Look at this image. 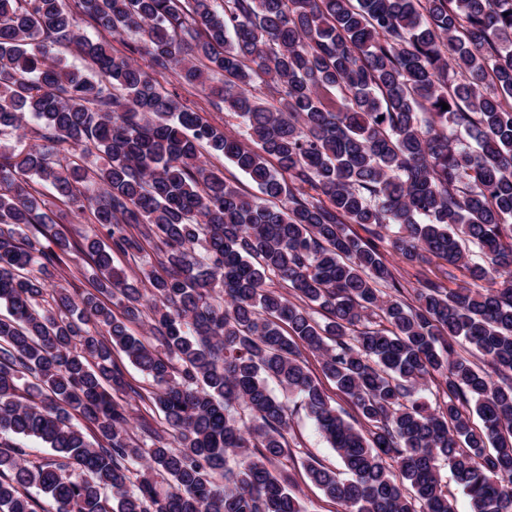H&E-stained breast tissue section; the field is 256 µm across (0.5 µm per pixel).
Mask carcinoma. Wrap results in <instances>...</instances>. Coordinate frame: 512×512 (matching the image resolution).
I'll return each instance as SVG.
<instances>
[{
	"label": "carcinoma",
	"instance_id": "carcinoma-1",
	"mask_svg": "<svg viewBox=\"0 0 512 512\" xmlns=\"http://www.w3.org/2000/svg\"><path fill=\"white\" fill-rule=\"evenodd\" d=\"M170 72L258 149L166 92ZM30 122L37 143L0 154V512H39L41 494L54 512H306L277 469L273 384L340 458L343 478L304 470L342 512H454L444 468L471 512H512V0H0V136ZM48 196L97 232L68 235ZM383 244L470 286L407 297ZM66 257L87 286H53ZM118 393L166 427L133 435ZM29 440L61 461L32 462ZM210 161L218 166L219 168L224 170V176L228 179L237 181L240 187L249 195L261 196L257 185L252 182L247 176L241 173L237 168H235L231 163L224 161L223 158H209ZM113 359L123 371L125 380L132 386L151 390V381L135 366H133L123 352L115 350ZM303 357L311 372L318 378L327 394L333 399L332 404L354 414L348 398L336 390L335 384L323 375L319 356L310 351H303Z\"/></svg>",
	"mask_w": 512,
	"mask_h": 512
}]
</instances>
